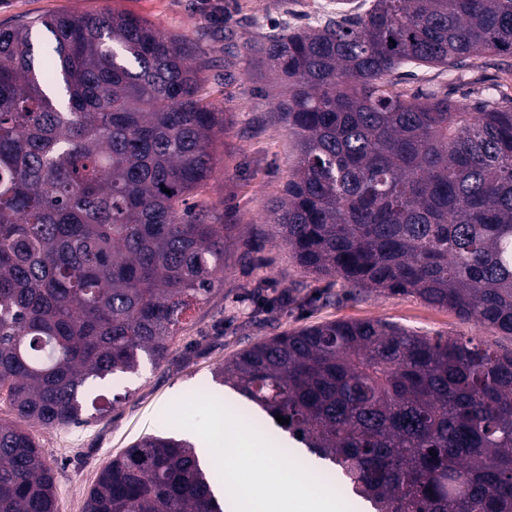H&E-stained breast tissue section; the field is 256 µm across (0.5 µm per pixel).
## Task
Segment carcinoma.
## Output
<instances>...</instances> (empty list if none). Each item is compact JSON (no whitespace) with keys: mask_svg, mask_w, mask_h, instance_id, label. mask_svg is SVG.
<instances>
[{"mask_svg":"<svg viewBox=\"0 0 512 512\" xmlns=\"http://www.w3.org/2000/svg\"><path fill=\"white\" fill-rule=\"evenodd\" d=\"M247 50L297 161L266 222L303 273L411 295L512 337V95L396 88L408 66L512 58V0H363ZM0 26V512H57L28 428L112 410L88 380L168 358L224 285L227 226L187 197L224 113L183 40L130 13ZM169 189L170 193L163 192ZM295 286L261 311L313 304ZM216 378L340 473L374 512H512V352L382 319L282 331ZM84 512H224L192 443L143 436Z\"/></svg>","mask_w":512,"mask_h":512,"instance_id":"carcinoma-1","label":"carcinoma"}]
</instances>
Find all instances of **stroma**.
Wrapping results in <instances>:
<instances>
[{
  "mask_svg": "<svg viewBox=\"0 0 512 512\" xmlns=\"http://www.w3.org/2000/svg\"><path fill=\"white\" fill-rule=\"evenodd\" d=\"M336 0H0V25L49 13L96 16L128 12L186 40L191 65L199 70L201 95L224 115V133L216 142V165L208 184L191 199L209 207L227 224L234 242L224 287L211 301L192 307L181 320L168 361H143L138 374L101 392L114 398L106 416L66 429H35L54 470L58 512H83L86 496L112 457L147 434L209 432L214 403L202 391L222 390L224 402L240 408L231 388H218L214 371L247 345L271 336L337 319H384L420 333L466 336L512 350V338L460 321L454 313L425 305L409 295L373 292L355 298L343 283L330 286L307 280L266 224L267 209L279 196L296 161L292 137L275 117L280 89L259 59L245 46L262 39L279 23L303 28L315 21L323 4ZM283 290L307 283L328 290L331 300L303 309L267 314L257 311L258 283ZM268 447L280 450L284 470L313 485L300 463L306 449L288 433L270 427Z\"/></svg>",
  "mask_w": 512,
  "mask_h": 512,
  "instance_id": "stroma-1",
  "label": "stroma"
}]
</instances>
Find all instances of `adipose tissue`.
Returning a JSON list of instances; mask_svg holds the SVG:
<instances>
[{
	"label": "adipose tissue",
	"instance_id": "obj_1",
	"mask_svg": "<svg viewBox=\"0 0 512 512\" xmlns=\"http://www.w3.org/2000/svg\"><path fill=\"white\" fill-rule=\"evenodd\" d=\"M199 457L216 468H228L244 483V500L249 512H267L270 500H278L279 512H336V493L329 489L307 494L302 482L281 471L273 449L254 435L238 428L223 439L212 435L192 438Z\"/></svg>",
	"mask_w": 512,
	"mask_h": 512
}]
</instances>
